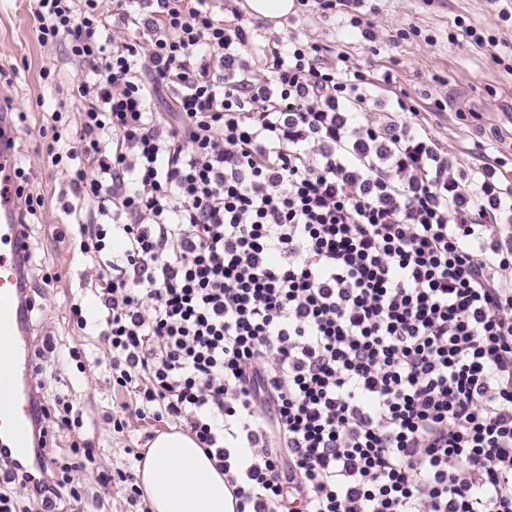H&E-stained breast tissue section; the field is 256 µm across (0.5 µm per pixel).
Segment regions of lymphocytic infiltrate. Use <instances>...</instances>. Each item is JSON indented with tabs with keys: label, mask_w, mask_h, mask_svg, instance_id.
Listing matches in <instances>:
<instances>
[{
	"label": "lymphocytic infiltrate",
	"mask_w": 512,
	"mask_h": 512,
	"mask_svg": "<svg viewBox=\"0 0 512 512\" xmlns=\"http://www.w3.org/2000/svg\"><path fill=\"white\" fill-rule=\"evenodd\" d=\"M77 113L43 117L111 386L195 435L237 512H512V183L448 176L427 131L373 125L369 81L290 37L263 67L209 0H33ZM167 95L171 112L154 109ZM111 216L108 224L98 216ZM64 396L36 467L0 448V512H93Z\"/></svg>",
	"instance_id": "lymphocytic-infiltrate-1"
}]
</instances>
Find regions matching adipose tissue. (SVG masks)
I'll return each mask as SVG.
<instances>
[{
    "label": "adipose tissue",
    "instance_id": "adipose-tissue-1",
    "mask_svg": "<svg viewBox=\"0 0 512 512\" xmlns=\"http://www.w3.org/2000/svg\"><path fill=\"white\" fill-rule=\"evenodd\" d=\"M140 485L150 512H236V500L195 436L159 434L145 450Z\"/></svg>",
    "mask_w": 512,
    "mask_h": 512
}]
</instances>
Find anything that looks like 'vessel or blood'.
Segmentation results:
<instances>
[{
	"label": "vessel or blood",
	"mask_w": 512,
	"mask_h": 512,
	"mask_svg": "<svg viewBox=\"0 0 512 512\" xmlns=\"http://www.w3.org/2000/svg\"><path fill=\"white\" fill-rule=\"evenodd\" d=\"M19 132L0 104V447L28 462L40 412L30 379L34 364L28 342V307L23 257L27 239L18 210L17 159Z\"/></svg>",
	"instance_id": "obj_1"
}]
</instances>
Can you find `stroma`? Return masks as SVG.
I'll use <instances>...</instances> for the list:
<instances>
[{
    "label": "stroma",
    "mask_w": 512,
    "mask_h": 512,
    "mask_svg": "<svg viewBox=\"0 0 512 512\" xmlns=\"http://www.w3.org/2000/svg\"><path fill=\"white\" fill-rule=\"evenodd\" d=\"M499 6L512 11V0H501ZM496 7L487 0H363L360 15L373 25L371 41L351 26L343 10L322 12L315 0L296 5L280 25L252 18L248 26L255 53L267 50L269 40L292 33L317 43L324 59L337 69L361 71L375 84L370 121L423 125L447 149L450 173L463 183L471 180L485 156L496 159L499 169L512 176V25L499 23ZM468 25L496 35L495 52L475 46L465 35ZM45 65L59 68L57 84L40 79ZM73 80L64 46L48 50L39 45L29 0H0V87L13 111L27 115L19 125L18 165L49 199L35 221V236L44 247L53 281L36 298L31 341L38 346L45 337L56 339L58 389L93 414L82 435L94 448L97 467L134 470V452L143 451L148 437L166 430V423L138 416L133 398L112 390L91 366L78 370L68 355L72 347L80 348L90 362L106 354L95 326L81 331L70 321L71 302L93 303L97 269L56 243V235L68 231L74 218L64 213L61 181L47 174L41 157L37 114L61 105L75 111ZM398 98L414 105L415 113L392 111ZM115 413L128 421L124 432H115L108 420Z\"/></svg>",
    "instance_id": "35a3bbf8"
}]
</instances>
